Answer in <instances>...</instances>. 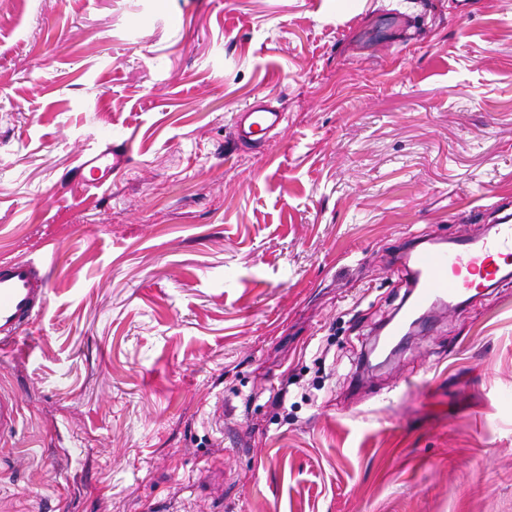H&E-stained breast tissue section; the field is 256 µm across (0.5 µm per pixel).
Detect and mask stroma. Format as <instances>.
I'll return each mask as SVG.
<instances>
[{"mask_svg":"<svg viewBox=\"0 0 512 512\" xmlns=\"http://www.w3.org/2000/svg\"><path fill=\"white\" fill-rule=\"evenodd\" d=\"M508 196L512 0H0V260L51 288L0 512H512V277L360 366L405 246ZM285 121L284 112L260 102L255 103L242 112L235 113L234 135L238 141H261L268 133L282 127ZM134 143L132 137H127L120 144H106L103 149L82 155L78 168L87 170L91 176L84 184L101 187L112 175L126 169L132 159Z\"/></svg>","mask_w":512,"mask_h":512,"instance_id":"1","label":"stroma"}]
</instances>
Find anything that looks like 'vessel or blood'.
Wrapping results in <instances>:
<instances>
[{"mask_svg": "<svg viewBox=\"0 0 512 512\" xmlns=\"http://www.w3.org/2000/svg\"><path fill=\"white\" fill-rule=\"evenodd\" d=\"M283 112L256 103L235 113L234 135L237 140H260L283 126ZM134 152L133 138L105 145L84 154L80 170L89 172L90 186L104 185L112 175L128 167ZM512 259V212L503 213L493 234L456 240L452 247L410 249L398 258L408 266L412 300L403 313L411 319L425 304L438 300L449 304L462 294L485 287L496 280L500 264ZM49 293L48 278L25 258L0 262V347H15L27 327L44 308ZM19 399L15 393L0 392V438L16 429Z\"/></svg>", "mask_w": 512, "mask_h": 512, "instance_id": "b4317fda", "label": "vessel or blood"}]
</instances>
